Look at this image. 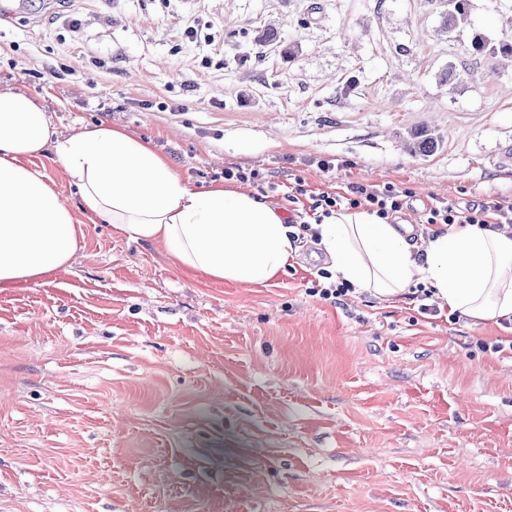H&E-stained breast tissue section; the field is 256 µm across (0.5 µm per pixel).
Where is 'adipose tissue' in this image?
Returning a JSON list of instances; mask_svg holds the SVG:
<instances>
[{"label": "adipose tissue", "mask_w": 512, "mask_h": 512, "mask_svg": "<svg viewBox=\"0 0 512 512\" xmlns=\"http://www.w3.org/2000/svg\"><path fill=\"white\" fill-rule=\"evenodd\" d=\"M45 156L78 207L38 166ZM87 218L164 243L182 271L219 282L268 283L295 251L281 214L250 191H193L151 141L108 123L61 135L35 98L0 89V289L67 267ZM316 231L331 271L358 290L395 297L421 283L467 318H512L510 233L458 224L413 243L364 210L336 211Z\"/></svg>", "instance_id": "obj_1"}]
</instances>
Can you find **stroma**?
<instances>
[{
    "label": "stroma",
    "instance_id": "1",
    "mask_svg": "<svg viewBox=\"0 0 512 512\" xmlns=\"http://www.w3.org/2000/svg\"><path fill=\"white\" fill-rule=\"evenodd\" d=\"M468 10L457 32L448 0H0V89L61 134L152 140L195 191L258 170L296 225L313 194L411 188L390 221L415 243L432 199L512 198V0ZM325 265L307 239L268 284L215 282L85 222L67 267L0 291V512H512V324L334 305L307 292Z\"/></svg>",
    "mask_w": 512,
    "mask_h": 512
}]
</instances>
